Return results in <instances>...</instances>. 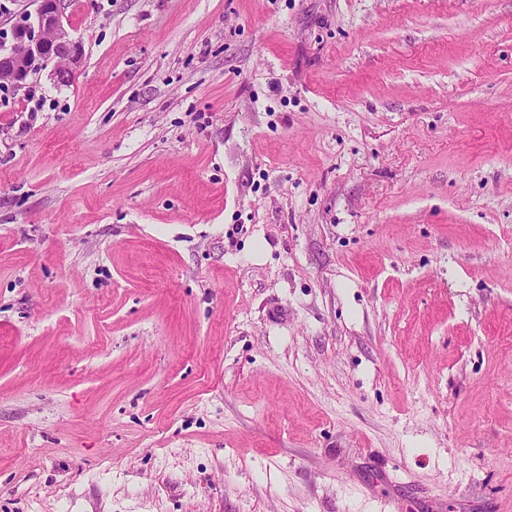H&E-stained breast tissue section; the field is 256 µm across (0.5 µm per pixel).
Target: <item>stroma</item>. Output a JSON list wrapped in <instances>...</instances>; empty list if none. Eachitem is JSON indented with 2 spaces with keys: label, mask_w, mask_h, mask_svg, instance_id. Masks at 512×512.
Here are the masks:
<instances>
[{
  "label": "stroma",
  "mask_w": 512,
  "mask_h": 512,
  "mask_svg": "<svg viewBox=\"0 0 512 512\" xmlns=\"http://www.w3.org/2000/svg\"><path fill=\"white\" fill-rule=\"evenodd\" d=\"M0 89V512H512V0H66ZM17 28L8 47H0V85L21 88L29 76L54 63L51 76L59 84L69 83L79 67L82 49L63 23V0H37Z\"/></svg>",
  "instance_id": "1"
}]
</instances>
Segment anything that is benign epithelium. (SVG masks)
I'll use <instances>...</instances> for the list:
<instances>
[{
	"label": "benign epithelium",
	"instance_id": "7a95c632",
	"mask_svg": "<svg viewBox=\"0 0 512 512\" xmlns=\"http://www.w3.org/2000/svg\"><path fill=\"white\" fill-rule=\"evenodd\" d=\"M63 0H37L35 13L17 26L9 46L0 47V85L21 88L29 76L54 64L51 76L69 83L79 67L82 49L63 23Z\"/></svg>",
	"mask_w": 512,
	"mask_h": 512
}]
</instances>
